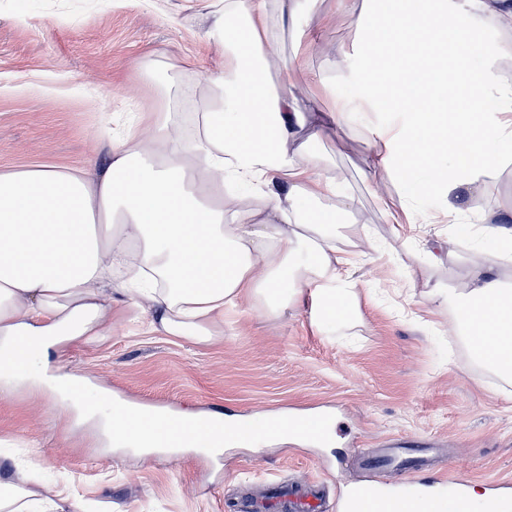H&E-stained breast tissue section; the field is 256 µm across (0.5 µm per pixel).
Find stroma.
I'll return each mask as SVG.
<instances>
[{
	"instance_id": "obj_1",
	"label": "stroma",
	"mask_w": 512,
	"mask_h": 512,
	"mask_svg": "<svg viewBox=\"0 0 512 512\" xmlns=\"http://www.w3.org/2000/svg\"><path fill=\"white\" fill-rule=\"evenodd\" d=\"M207 2L163 0L156 9L149 0L135 8L117 0H0V172L103 164L102 140L123 134L132 112L166 106L189 120L208 94L204 72L220 65L202 37ZM312 14L324 50L306 56L320 80L303 104L327 111L348 90L335 60L351 51L354 25L337 0H317ZM141 60L156 62L174 83L170 102L135 80ZM311 149L354 198L336 234L337 252L356 267L353 324L317 327L308 294L280 317L244 302L225 311L223 337L196 345L150 332L126 301L113 304L107 332L59 345L50 365L89 392L129 404L234 421L325 414L329 437L144 459L95 424L76 423L67 404L44 396L20 369L13 391L0 395V479L36 461L64 498L91 512L104 504L112 512H228L269 480L318 484L329 505L337 483L358 476L349 459L355 443L379 448L422 434L432 448L428 471L452 466L483 494L491 482L512 481V382L473 365L450 308L427 309L432 292L462 287L473 274L456 252L431 259L454 225H405L412 247L393 253V227L361 178L369 154L361 124Z\"/></svg>"
}]
</instances>
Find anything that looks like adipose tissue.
I'll return each mask as SVG.
<instances>
[{
	"label": "adipose tissue",
	"mask_w": 512,
	"mask_h": 512,
	"mask_svg": "<svg viewBox=\"0 0 512 512\" xmlns=\"http://www.w3.org/2000/svg\"><path fill=\"white\" fill-rule=\"evenodd\" d=\"M205 35L224 60L190 124L167 112L107 140L108 161L91 170L34 167L0 174V371L26 346L29 375L53 398H70L71 375L48 371L49 352L104 327L116 298L133 301L150 331L204 345L224 311L244 298L271 316L311 294L319 325L356 315L354 265L336 253L346 204L313 153L292 157L300 128L318 142L348 117L371 123L363 172L376 187L398 179L409 191L392 224L416 210L418 192L441 199L449 223L472 222L471 200L512 156V0H373L354 25L356 46L337 68L354 93L331 112L304 117L301 95L318 76L306 59L280 61L281 93L267 66L278 61L269 0H224ZM505 33L485 44L483 22ZM496 251H469L475 274L435 293L448 304L473 360L512 378V290L494 273L505 230L485 225ZM138 409L121 416V438L143 454L166 442ZM0 512H63L58 499L19 476L0 482Z\"/></svg>",
	"instance_id": "ef3b65f1"
}]
</instances>
